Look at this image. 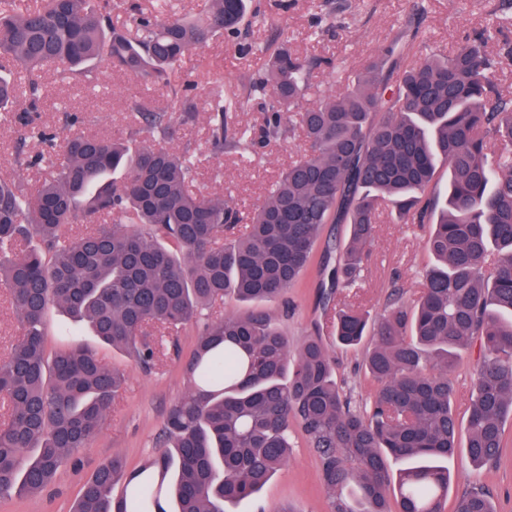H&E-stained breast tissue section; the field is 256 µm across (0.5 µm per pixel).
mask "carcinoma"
Returning a JSON list of instances; mask_svg holds the SVG:
<instances>
[{"mask_svg":"<svg viewBox=\"0 0 512 512\" xmlns=\"http://www.w3.org/2000/svg\"><path fill=\"white\" fill-rule=\"evenodd\" d=\"M248 0H206L165 20L131 4L129 25L112 22L106 0H0V112L24 137L62 156L36 194L0 176V288L8 290L21 336L0 361V498L38 493L99 434L125 376L79 345L50 350V312L88 323L107 345L143 367L159 361L158 335L199 318L227 295L250 304L209 323L186 363L190 386L168 411L160 454L126 472L104 460L71 512H226L288 462L297 426L321 462L331 512H445L448 467L459 448L450 368L479 339L465 451L495 462L503 418L512 415V98L500 91L483 32L448 54L411 58L395 37L351 87L309 107V70L288 34L247 49L265 69L251 79L264 123L233 130L238 101L214 84L209 150L264 147L296 123L307 146L237 230L231 200L190 190V156L134 137L73 131L62 142L39 127L43 65L93 82L91 63L169 85L183 57L216 36L239 34ZM130 117L174 138L194 124L195 105ZM448 192H437L438 165ZM389 206L426 224L433 263L413 305L396 287L373 325L338 309L336 289L356 285L380 211ZM75 224L89 228L72 233ZM327 224L349 226L347 243L322 239ZM224 239L218 243V239ZM322 249L319 303L336 343L372 334L365 366L376 393L353 410L323 336L292 345L259 304L280 297ZM404 464L392 479L387 463ZM125 480L120 497L114 485ZM356 482L359 496L340 491ZM396 498L391 508L389 494ZM453 512H495L473 487Z\"/></svg>","mask_w":512,"mask_h":512,"instance_id":"carcinoma-1","label":"carcinoma"}]
</instances>
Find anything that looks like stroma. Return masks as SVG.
I'll list each match as a JSON object with an SVG mask.
<instances>
[{"instance_id":"obj_1","label":"stroma","mask_w":512,"mask_h":512,"mask_svg":"<svg viewBox=\"0 0 512 512\" xmlns=\"http://www.w3.org/2000/svg\"><path fill=\"white\" fill-rule=\"evenodd\" d=\"M285 7L273 10L274 0H252V9L273 13L271 24L243 27L237 39L211 40L184 57L170 76L169 86H145L111 68L107 59L94 64V84L85 85L61 79L51 68L39 72L43 100L39 125L64 132L66 116L78 114L82 128L112 137H127L132 128L128 104L132 97L143 98L152 106L178 111L180 101L172 88L185 80L198 82L192 95L204 101L207 83L221 80L225 91L240 95L243 106L233 114L237 127L259 126L263 111L250 93L249 82L264 61L244 53L248 44L273 38L276 30L288 32L291 48L298 57L318 60L313 71V88L307 105H316L321 96L343 93L349 78L363 72L367 62L397 34L407 31L411 0H283ZM423 21L413 41V58L421 61L441 51H451L466 37L491 31L487 51L499 62V89L512 95V0H418ZM209 115L199 112L193 126L180 132L170 145L194 154L197 175L194 191L227 195L240 211H248L262 200L279 175L299 160L306 146L299 134L286 133L256 151H227L214 155L207 146ZM17 129L0 116V171L14 173L29 190H36L49 170L48 161L35 165L14 162ZM424 228L404 224L393 211L380 215L370 256L356 287L338 289L337 301L345 302L377 316L394 287H401L406 302L416 300L422 290V274L432 257L424 247ZM319 276L309 269L296 287L279 300L267 303L274 321L293 343L321 332L329 336L323 308L318 303ZM243 303L224 299L204 311L193 323L162 338L164 356L159 365L146 372L125 353L100 342L91 329L63 311H53L47 341L50 347L78 343L96 352L112 368L124 372L127 381L112 405L100 433L80 451L77 464L64 467L54 484L40 493L12 495L0 499V512H70L82 484L104 459L122 456L128 469L135 470L156 454L159 436L169 408L185 393L189 381L184 362L199 334L215 318L245 311ZM341 392L354 407L364 409L375 394L376 385L363 362L367 345L343 349L329 344ZM481 349L472 344L462 350L448 371L454 389V409L458 419H466L471 403V373ZM450 481L447 508L464 491L480 485L487 489L496 512H512V419L505 422L503 448L495 464L477 467L465 452L448 461ZM330 499L320 482V460L302 433H294L287 465L250 498L229 505L227 512H330Z\"/></svg>"}]
</instances>
